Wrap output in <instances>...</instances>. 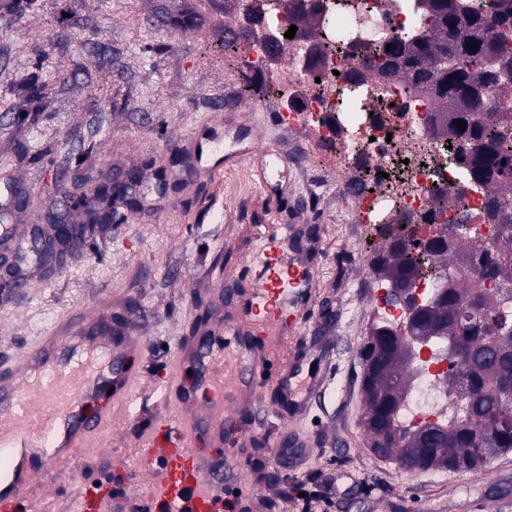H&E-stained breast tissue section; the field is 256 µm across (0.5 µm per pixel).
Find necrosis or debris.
Wrapping results in <instances>:
<instances>
[{
	"label": "necrosis or debris",
	"instance_id": "obj_1",
	"mask_svg": "<svg viewBox=\"0 0 512 512\" xmlns=\"http://www.w3.org/2000/svg\"><path fill=\"white\" fill-rule=\"evenodd\" d=\"M327 17L347 14L370 21L388 35L419 30L417 0H321ZM297 19L282 11L265 10L251 36L245 67L268 78L288 105L283 129L307 146L336 149L342 174L340 187L352 203L351 220L359 233L371 225L392 224L402 216L417 219L421 235L432 237L439 225H463L464 236L479 234L486 246L500 237V227L488 223L487 196L468 190L456 196L462 168L450 150V140L438 135L439 114L433 97L411 94L398 78L382 80L376 71L360 69L350 77L352 42L323 51L319 60L305 59L303 43L284 42L287 68L269 66L262 31L287 32ZM444 345L431 343L420 360L398 418L402 427H418L447 419L458 398L441 385L452 371Z\"/></svg>",
	"mask_w": 512,
	"mask_h": 512
}]
</instances>
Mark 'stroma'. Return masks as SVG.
I'll list each match as a JSON object with an SVG mask.
<instances>
[{
  "instance_id": "stroma-1",
  "label": "stroma",
  "mask_w": 512,
  "mask_h": 512,
  "mask_svg": "<svg viewBox=\"0 0 512 512\" xmlns=\"http://www.w3.org/2000/svg\"><path fill=\"white\" fill-rule=\"evenodd\" d=\"M34 75L48 85L37 112L26 91ZM267 88L224 62V0H0V207L9 185L33 204L12 210L11 223H43L59 206L55 180L133 170L141 199L136 210L115 204L111 223L90 225L52 271L28 262V288L0 295V356L29 350L57 319L91 314L105 296L141 324L126 394L87 403L98 428L0 512H87L83 492L105 468L123 489H100L107 512H155L142 450L193 385L192 367L173 366L180 339L208 321L216 287L246 322L264 243L282 235L283 264L309 263L313 285L284 296L295 328L253 340L274 371L305 382L313 368L322 383L300 390L301 418L225 449L244 512H296L283 492L311 472L341 484L326 512H472L483 499L512 500V453L476 473H442L407 472L372 452L361 424L372 320L363 261L380 240L351 229L335 167L281 130L282 103ZM297 435L304 446L279 455Z\"/></svg>"
}]
</instances>
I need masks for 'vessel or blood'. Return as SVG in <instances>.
Returning <instances> with one entry per match:
<instances>
[{"mask_svg": "<svg viewBox=\"0 0 512 512\" xmlns=\"http://www.w3.org/2000/svg\"><path fill=\"white\" fill-rule=\"evenodd\" d=\"M31 232L16 224L0 227V252H9L14 264L25 258L19 244ZM313 282L308 266H293L287 275L276 269L263 274L262 284L250 299L252 325L294 326L297 317L280 302L286 288H307ZM135 317L125 323L112 320L111 308L92 316L60 321L46 336L9 365L0 368V459L23 465L27 477L44 475L59 456L56 443L62 432L85 435L94 430L99 417L84 412V399L106 388L123 391L129 380L127 358L132 352L131 329ZM224 305L216 303L213 320L203 335L181 344V363L191 364L196 386L212 391L213 401L195 407L192 395L179 398L184 415L179 421L161 420L149 440L151 472L160 490L159 512H230L225 481L232 470L223 454H205L194 446L198 434H206L216 445L235 446L246 436L287 421L295 392L288 376L276 380V400L258 395V384L266 377L270 360L266 352L254 351L248 337L237 339L241 358L235 368L232 392L224 390Z\"/></svg>", "mask_w": 512, "mask_h": 512, "instance_id": "obj_1", "label": "vessel or blood"}]
</instances>
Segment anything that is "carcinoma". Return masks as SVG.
Segmentation results:
<instances>
[{
    "label": "carcinoma",
    "mask_w": 512,
    "mask_h": 512,
    "mask_svg": "<svg viewBox=\"0 0 512 512\" xmlns=\"http://www.w3.org/2000/svg\"><path fill=\"white\" fill-rule=\"evenodd\" d=\"M424 10L422 35H408L386 41L370 39L358 46L359 55H368L370 65L389 77H399L413 90L430 94L437 110L448 120L438 131L457 140V158L472 184L488 193V216L503 225L497 254L483 253L479 269L436 298V311L428 312L413 324L395 328L380 321L369 327L361 350L364 363L362 390L365 400L363 426L370 436L373 452L407 469L477 472L490 459L512 452V312L503 309L512 299V134L500 132L496 113L485 109L489 90L512 76V20L503 15L490 22L478 10L465 14L456 0H418ZM479 43L478 48L470 44ZM391 51H386V45ZM463 120L461 129L454 121ZM401 231L399 224H381L379 249L368 267L390 295L405 306L414 301L398 288L401 279L415 281L429 270L430 263L456 269L459 254L439 247L434 257L408 247L396 252L389 247ZM496 287H486L488 282ZM405 336H446L463 347L448 349V359L456 366L448 380V390L460 392L462 402L454 412L467 408L463 424L451 418L446 425L405 430L397 412L408 388L407 367L413 344Z\"/></svg>",
    "instance_id": "carcinoma-1"
}]
</instances>
